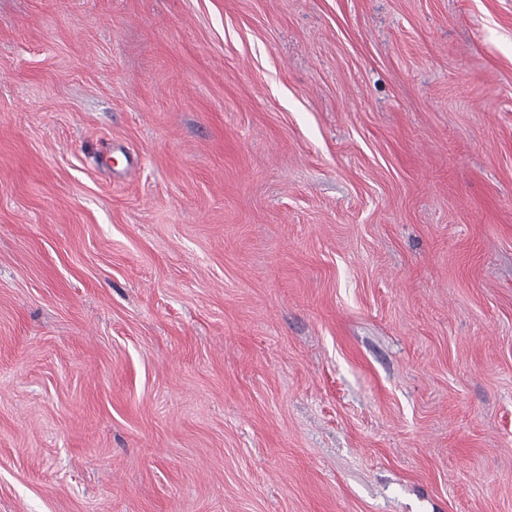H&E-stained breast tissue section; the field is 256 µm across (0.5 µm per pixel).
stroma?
I'll list each match as a JSON object with an SVG mask.
<instances>
[{"mask_svg": "<svg viewBox=\"0 0 512 512\" xmlns=\"http://www.w3.org/2000/svg\"><path fill=\"white\" fill-rule=\"evenodd\" d=\"M0 512H512V0H0Z\"/></svg>", "mask_w": 512, "mask_h": 512, "instance_id": "1", "label": "stroma"}]
</instances>
